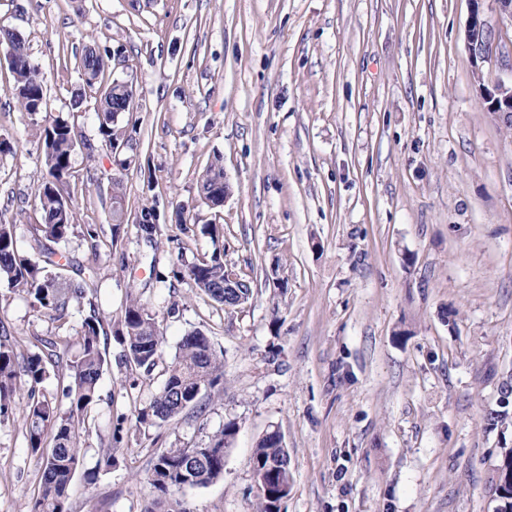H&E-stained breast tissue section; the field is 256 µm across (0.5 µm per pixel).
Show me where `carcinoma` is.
Returning a JSON list of instances; mask_svg holds the SVG:
<instances>
[{
	"label": "carcinoma",
	"mask_w": 512,
	"mask_h": 512,
	"mask_svg": "<svg viewBox=\"0 0 512 512\" xmlns=\"http://www.w3.org/2000/svg\"><path fill=\"white\" fill-rule=\"evenodd\" d=\"M0 41L10 47L7 62L15 80V94L20 107L33 114L45 111L44 89L39 73L31 65L24 37L16 32H0ZM113 52L94 45L85 47L80 66L85 86L93 91L101 147L116 151L128 144L125 127L115 122L116 113L132 115L136 110L132 92L125 85L106 79ZM42 141L43 164L47 177L37 184L36 197L41 223L35 233L44 240L41 259L21 254L13 236L12 225L0 222V283L9 290L26 295L39 314L60 321L73 304H88V312L76 338H35L36 352H19L21 342L0 321V417H9L17 386H27L26 408L28 446L40 468L37 493L27 512H68L69 489L77 470L81 437L89 424L94 406L101 400L100 379L106 359L101 337L112 331L126 344L125 361L146 374L163 357L164 331L141 299L128 294L118 327L101 316L88 299L97 288V273L68 253L51 247L67 241L77 232L76 211L71 190V158L78 146L94 152L89 144H80L75 125L57 116L38 125ZM199 193L206 203L224 202V167L215 159L203 171ZM72 268L76 277L63 271ZM178 279L191 280L196 288L213 301L232 310L248 302L250 283L224 266L221 254L203 256L173 273ZM76 344L78 356L63 365L57 349ZM58 379L67 408L40 394V385L50 376ZM224 391V361L210 339L194 330L182 337L176 361L168 369L164 384L149 406L136 412L135 422L156 425L179 417L195 408L210 394ZM238 426L234 421L213 435L203 448H169L157 454L148 477L152 497L142 512H182L175 494L187 487L206 486L224 475V458L231 448ZM254 477L260 492L259 512H278V504L288 495L291 472L288 450L278 432L266 433L252 456Z\"/></svg>",
	"instance_id": "carcinoma-1"
}]
</instances>
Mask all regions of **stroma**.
Returning <instances> with one entry per match:
<instances>
[{
	"label": "stroma",
	"mask_w": 512,
	"mask_h": 512,
	"mask_svg": "<svg viewBox=\"0 0 512 512\" xmlns=\"http://www.w3.org/2000/svg\"><path fill=\"white\" fill-rule=\"evenodd\" d=\"M470 11V0H0V29L25 38L47 115L75 116L96 146L72 155L77 221L113 244L92 300L116 321L135 293L165 331L149 376L106 340L69 512H141L156 454L203 447L230 421L223 477L180 491L184 512H258L252 456L274 429L292 474L279 512H493L512 448V417L502 430L486 421L504 398L512 414V125L478 86L512 80V67L487 64L475 83ZM90 44L122 51L114 76L136 97L114 153L97 146L93 110L71 109L84 86L73 52ZM8 53L0 43V137L14 146L0 155V221L36 259L41 144ZM218 156L230 193L213 208L197 186ZM116 178L130 218L157 200V249L115 225ZM209 223L218 237L200 233ZM216 251L253 289L233 311L190 281L148 280L150 266L178 271ZM82 318L58 324L0 285V321L23 340L75 335ZM195 329L223 354V396L136 424ZM27 401L19 389L0 422V512H26L39 484Z\"/></svg>",
	"instance_id": "35a3bbf8"
}]
</instances>
